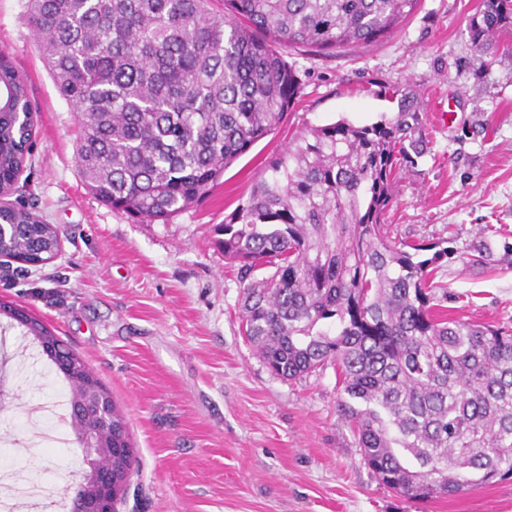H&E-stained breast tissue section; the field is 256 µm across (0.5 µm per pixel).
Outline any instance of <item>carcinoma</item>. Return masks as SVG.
I'll list each match as a JSON object with an SVG mask.
<instances>
[{
  "label": "carcinoma",
  "instance_id": "obj_1",
  "mask_svg": "<svg viewBox=\"0 0 512 512\" xmlns=\"http://www.w3.org/2000/svg\"><path fill=\"white\" fill-rule=\"evenodd\" d=\"M25 0L24 20L59 94L77 112L76 157L91 191L134 222L167 223L283 123L300 94L289 51L333 57L393 34L420 0ZM512 30V0L469 23L490 52ZM376 123L305 129L272 157L248 199L215 227L239 265L244 336L275 375L336 367L340 411L364 464L413 499L512 476V331L437 315L432 266L448 255L391 235L396 168L424 156L413 97ZM26 81L0 52V186L32 148ZM5 255L48 263L61 230L5 214ZM267 275L255 278L259 267ZM6 317L39 338L83 386L108 393L82 357L24 309ZM112 440L131 447L112 406Z\"/></svg>",
  "mask_w": 512,
  "mask_h": 512
}]
</instances>
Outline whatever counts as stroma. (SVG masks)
<instances>
[{
	"mask_svg": "<svg viewBox=\"0 0 512 512\" xmlns=\"http://www.w3.org/2000/svg\"><path fill=\"white\" fill-rule=\"evenodd\" d=\"M483 3L421 0L379 43L333 58L290 52L302 89L280 128L168 223L137 224L90 192L78 116L24 22L25 0H0V50L36 111L15 197L62 230L54 261L0 263V301L79 353L125 416L139 467L117 512H512V478L425 501L381 484L338 410L335 367L275 376L243 335L239 267L214 233L296 133L393 116L397 87L420 102L427 153L396 171L387 221L395 235L447 247L435 279L449 318L512 328V59L474 52L468 25ZM484 245L493 260L476 263ZM66 387L23 329L1 320L0 471L62 489L75 480L77 441L29 440Z\"/></svg>",
	"mask_w": 512,
	"mask_h": 512,
	"instance_id": "1",
	"label": "stroma"
}]
</instances>
